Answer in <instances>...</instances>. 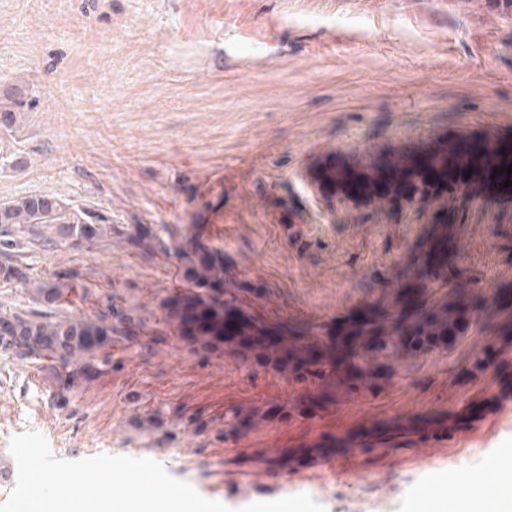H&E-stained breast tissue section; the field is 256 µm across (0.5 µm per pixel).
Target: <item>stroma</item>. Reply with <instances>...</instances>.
Returning a JSON list of instances; mask_svg holds the SVG:
<instances>
[{
  "label": "stroma",
  "mask_w": 512,
  "mask_h": 512,
  "mask_svg": "<svg viewBox=\"0 0 512 512\" xmlns=\"http://www.w3.org/2000/svg\"><path fill=\"white\" fill-rule=\"evenodd\" d=\"M505 17L497 0H0V88L22 83L34 97L0 168V201L53 194L158 235L148 249L126 241L32 256L35 278L81 273L70 297L79 316L103 312V291L133 288L147 340L113 348L111 370L81 382L66 406L50 361L0 356V453L25 432L65 460L116 454L137 436L145 447L126 456L164 457L171 475L237 510L243 499L224 485L257 464L264 429L285 450L270 468L334 465L326 512L358 498L367 512H473L461 471L512 455V221L485 209L449 220L432 191L465 180L466 163L446 164L456 135L512 160ZM435 145L432 172L407 177L413 209L351 194L347 173ZM458 223L472 227L464 273L476 289L490 270L505 273L501 323L474 340V316L449 314L447 280L432 298L450 341L387 344L399 288L359 287L353 269L386 274L392 253H421ZM304 236L319 253L309 269L295 250ZM197 238L223 244L225 264L244 273L221 305L230 321L296 337L316 366L227 338L214 352L226 368L201 370L165 305L184 285L175 250ZM332 298L344 313L328 318ZM342 336L376 356L381 375L371 390L348 370L351 391L367 396L350 408L336 385ZM406 407L457 423L424 473L412 464L414 432L374 431ZM156 409L161 426H139Z\"/></svg>",
  "instance_id": "obj_1"
}]
</instances>
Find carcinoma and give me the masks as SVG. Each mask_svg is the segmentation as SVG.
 <instances>
[{
  "mask_svg": "<svg viewBox=\"0 0 512 512\" xmlns=\"http://www.w3.org/2000/svg\"><path fill=\"white\" fill-rule=\"evenodd\" d=\"M27 90L20 85L0 89V133L13 137L25 113L32 111ZM138 239L144 227L128 231L122 224H107L91 210L57 196L24 195L0 202V283H31L27 254L32 248L83 243L106 248L112 239ZM215 263L198 271L191 267L186 286L205 287L207 296L187 297L181 322L205 349L206 337L224 335V325L215 313L222 279L212 275ZM76 288L73 277L55 273L39 282L32 305L0 316V351L33 362L50 360L64 373L53 374L57 399L69 401L78 383L91 372L112 367V346L127 341L130 325L126 309L112 317H79L71 312L67 296Z\"/></svg>",
  "mask_w": 512,
  "mask_h": 512,
  "instance_id": "obj_1",
  "label": "carcinoma"
}]
</instances>
